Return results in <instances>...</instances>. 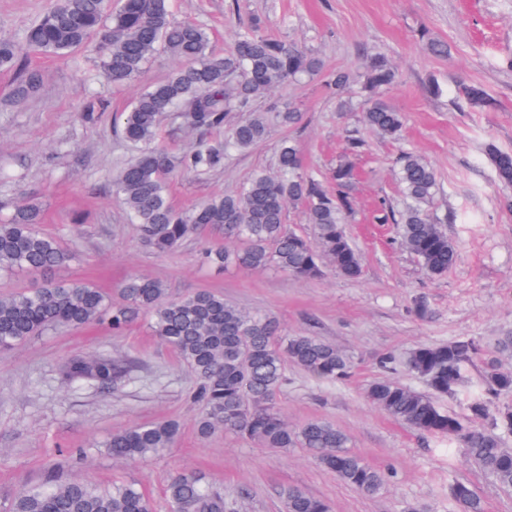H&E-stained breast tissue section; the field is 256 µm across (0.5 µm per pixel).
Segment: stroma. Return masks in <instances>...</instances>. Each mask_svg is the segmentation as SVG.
<instances>
[{"label": "stroma", "mask_w": 512, "mask_h": 512, "mask_svg": "<svg viewBox=\"0 0 512 512\" xmlns=\"http://www.w3.org/2000/svg\"><path fill=\"white\" fill-rule=\"evenodd\" d=\"M176 20L207 28L212 49L224 54L250 17L263 31L298 43L326 69L352 78L349 111L328 98L320 79L276 88L258 108L268 134L223 168L207 173L175 170L168 195L184 210L231 194L257 169L274 171L277 145L292 139L303 170L328 178L348 137L367 147L356 158L351 188L355 212L346 226L362 253L360 278L348 280L333 267L322 277L300 279L276 271L217 273L199 262L201 252L224 245L221 232L190 235L175 250L158 253L140 241L113 179L137 152L117 130L121 112L150 84L179 65L159 54L125 84L108 82L99 53L90 47L71 57L28 53L43 83L27 101L12 97L15 76L0 71V202L39 204V232L74 252L63 277L118 295L133 275L161 280L171 296L222 293L249 311L274 317L282 334H312L353 357L343 382L315 379L300 369L286 372L277 407L290 425L314 418L332 421L349 447L386 476L384 489L366 497L341 483L302 448L275 451L232 435L201 437L194 380L182 361L153 335L141 316L120 333L106 325L58 327L0 352V512L16 492L50 479L98 484L134 482L151 497L154 512H168L164 488L176 472L204 474L240 512H284L279 495L294 486L328 501L333 512H448V483L459 480L481 498L485 512H512V490L468 462L457 439L415 431L387 416L366 396L375 381L390 379L417 392L430 388L405 369L407 353L421 344L468 337L482 353L470 361L465 381L439 397L450 413L468 417L481 395L490 412L512 406V394L489 391L490 365L512 368V351L498 340L512 336V188L500 186L488 147L512 152V0H170ZM49 0H0V34H17L44 12ZM447 42L451 53L428 52L429 40ZM370 54L385 56L397 72L386 101L405 116L400 141L366 128L368 102L361 90ZM482 85L485 109L469 107L461 89ZM296 107L301 118L281 126L275 111ZM412 151L439 177L430 212L459 247L456 265L430 277L400 243L395 225L377 224L381 201L399 204L395 162ZM428 305L426 318L413 312ZM109 354L132 363L130 378L111 390L62 384L58 366L73 357ZM392 357L382 367V357ZM175 419L180 433L172 448L142 462L113 459L105 443L112 433L138 424Z\"/></svg>", "instance_id": "stroma-1"}]
</instances>
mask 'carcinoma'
I'll use <instances>...</instances> for the list:
<instances>
[{"mask_svg": "<svg viewBox=\"0 0 512 512\" xmlns=\"http://www.w3.org/2000/svg\"><path fill=\"white\" fill-rule=\"evenodd\" d=\"M259 27L255 18L244 24L232 48L217 56L210 51L205 27L173 20L169 0H118L110 11L105 0H51L21 35H0V70L17 69L13 98L24 101L42 85L39 70L20 66L27 51L67 56L95 40L102 52V72L114 84L137 77L161 51L189 62L145 88L123 113L122 137L141 150L120 170L114 188L138 225L144 246L168 252L209 227L240 242L203 253L202 263L215 271L275 269L316 278L328 263L344 278L356 279L362 258L343 224L354 213V167L348 157L362 152L361 138L347 140L345 159L336 164L329 187L301 172L296 144L284 139L277 148L276 172L252 173L238 192L213 197L188 211L175 210L167 198L166 179L176 167L193 173L220 168L231 152L264 140L268 127L262 117L234 122L232 115L255 111L256 103L278 86L320 76L332 97L340 100L348 92L347 72L325 70L323 61L305 47L262 35ZM363 77L371 97L362 113L364 124L385 138L398 139L404 117L383 99V91L395 82V69L385 57L374 55L366 58ZM464 98L472 108H485L490 102L485 89L476 84L464 87ZM164 115L177 128L203 134L178 161L155 143ZM220 127L225 129L224 140L204 137ZM490 162L497 182L512 186V152L493 149ZM397 166L405 202L400 208L382 203L374 219L396 225L407 251L429 275L441 277L456 264L458 245L428 210L438 187L437 172L414 152L402 153ZM291 202L304 204L314 240L286 229L285 212ZM39 215L34 203H16L10 215H0V273L28 272L40 278L35 288L0 296L1 352L53 327L105 323L119 332L143 314L152 333L194 378L202 434L231 433L266 448H305L345 485L366 496L380 493L384 474L348 449V436L335 423L312 419L292 427L276 407L288 364L319 380L336 382L351 373L350 355L317 336H283L272 317L247 311L219 293L172 298L161 281L132 276L121 288L122 301L114 302L94 285L59 279L56 272L68 266L74 254L35 229ZM478 353L471 339L420 345L408 353L405 367L426 379L433 395L383 379L369 386L367 396L388 416L419 432L459 439L466 458L500 487L511 489L512 448L503 447L498 431H512V407L491 415L481 398H473L470 413L489 420V427L477 428L434 400L455 391L465 365ZM60 373L73 384L90 382L106 389L126 373V367L110 356L89 355L64 362ZM485 379L495 393H512V369L492 366ZM178 431L174 420L137 425L112 434L105 447L117 460L144 459L171 447ZM448 491L450 512H484L469 485L454 481ZM165 493L170 512H237L224 493L196 472L173 475ZM282 498L285 512H331L327 501L297 487L284 490ZM9 512H152V503L131 483L101 487L70 480L21 489Z\"/></svg>", "mask_w": 512, "mask_h": 512, "instance_id": "carcinoma-1", "label": "carcinoma"}]
</instances>
